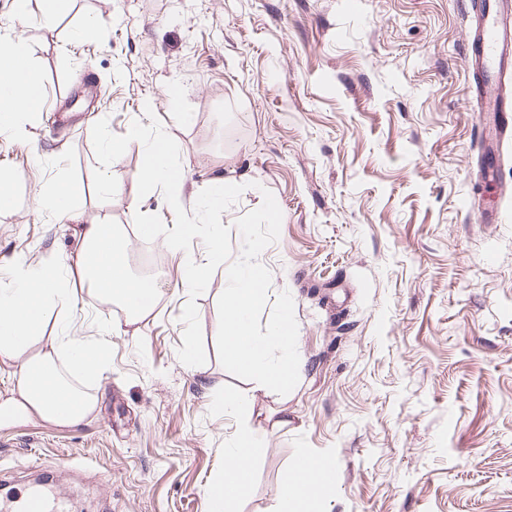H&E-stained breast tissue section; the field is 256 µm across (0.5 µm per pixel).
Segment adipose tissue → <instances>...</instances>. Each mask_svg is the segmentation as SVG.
<instances>
[{
	"instance_id": "1",
	"label": "adipose tissue",
	"mask_w": 512,
	"mask_h": 512,
	"mask_svg": "<svg viewBox=\"0 0 512 512\" xmlns=\"http://www.w3.org/2000/svg\"><path fill=\"white\" fill-rule=\"evenodd\" d=\"M45 103L43 79L26 43L11 40L0 46V128L15 134L23 121L40 112ZM79 266L82 288L64 277L65 263L31 266L17 262L12 280L0 287V365L12 368L14 379L0 396V427L36 420L57 426L80 424L93 411L96 400L80 392L70 373L98 379L109 369L104 339L72 336L67 331L44 335L51 310L62 316L87 311L97 304H118L127 324L147 319L155 308L158 284L132 274L127 246L116 225L106 222L82 227ZM70 353V370L57 364L61 351ZM257 439L249 423H242L224 451V466L204 488L206 512H237L249 480L240 470L249 466ZM318 459L301 453L281 481L271 512H313L332 481L317 466Z\"/></svg>"
}]
</instances>
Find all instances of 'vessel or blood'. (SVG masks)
Segmentation results:
<instances>
[{"label":"vessel or blood","mask_w":512,"mask_h":512,"mask_svg":"<svg viewBox=\"0 0 512 512\" xmlns=\"http://www.w3.org/2000/svg\"><path fill=\"white\" fill-rule=\"evenodd\" d=\"M471 15L470 84L467 102L481 125L491 126L494 140L477 159L480 180L495 182L512 143V0H465ZM18 512H65L62 499L43 491L21 496Z\"/></svg>","instance_id":"b4317fda"}]
</instances>
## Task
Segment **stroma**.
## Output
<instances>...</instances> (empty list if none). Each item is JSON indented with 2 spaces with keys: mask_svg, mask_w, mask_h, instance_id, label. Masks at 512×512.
Wrapping results in <instances>:
<instances>
[{
  "mask_svg": "<svg viewBox=\"0 0 512 512\" xmlns=\"http://www.w3.org/2000/svg\"><path fill=\"white\" fill-rule=\"evenodd\" d=\"M0 33L26 42L46 93L26 139L0 130L16 175L0 274L19 259L75 266L82 225L101 222L139 270L135 212L167 225L174 212L161 190L138 197L135 141L98 201L91 129L104 118L125 134L148 105L179 146L186 212L215 181L243 186L221 216L233 253L236 220L274 195L280 236L259 260L270 297L293 298L300 357L284 396L228 373L225 268L187 289L181 254L152 242L151 317L133 334L111 307L77 319L72 335L109 333V370L84 385L97 406L72 427L0 428V500L47 477L71 512H205L241 423L212 406L218 390L253 402L241 512H269L302 451L337 463L315 512H512V166L481 187L462 0H70L54 20L0 0ZM68 184L73 220L39 204ZM467 198L496 203L498 223Z\"/></svg>",
  "mask_w": 512,
  "mask_h": 512,
  "instance_id": "1",
  "label": "stroma"
}]
</instances>
